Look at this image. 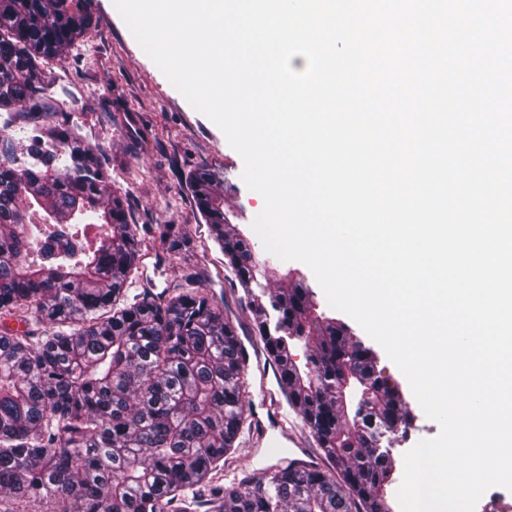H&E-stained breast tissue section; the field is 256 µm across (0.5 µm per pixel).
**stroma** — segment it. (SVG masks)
Here are the masks:
<instances>
[{"label":"stroma","instance_id":"35a3bbf8","mask_svg":"<svg viewBox=\"0 0 512 512\" xmlns=\"http://www.w3.org/2000/svg\"><path fill=\"white\" fill-rule=\"evenodd\" d=\"M92 12V27L67 59L50 61L45 73L51 79L52 106L71 113L90 146L106 158L113 189L127 198L128 221L145 239L140 277L129 291L176 288L193 275L198 287L215 298L242 343L256 341L248 300L211 240L189 184L197 169L217 174L224 182L225 208L250 232L264 204L242 179V158L143 53L113 0H92ZM163 224L177 225L183 235L180 246L160 238ZM352 331L373 348L378 370L398 385L413 418L410 439L394 444V475L399 478L405 453L414 442L437 436L439 426L424 415L406 377L381 345L360 326Z\"/></svg>","mask_w":512,"mask_h":512}]
</instances>
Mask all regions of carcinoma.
<instances>
[{"label": "carcinoma", "mask_w": 512, "mask_h": 512, "mask_svg": "<svg viewBox=\"0 0 512 512\" xmlns=\"http://www.w3.org/2000/svg\"><path fill=\"white\" fill-rule=\"evenodd\" d=\"M90 0H0V318L27 307L40 334L0 331V512H392L400 392L371 349L314 315L224 210V182L191 176L196 207L249 299L288 406L326 464L279 460L219 485L248 424L243 346L205 290L128 297L143 247L126 200L71 114L44 112V60L92 24ZM45 222L32 224L30 211ZM309 341L304 366L293 346ZM360 418L350 431L346 417Z\"/></svg>", "instance_id": "1"}]
</instances>
